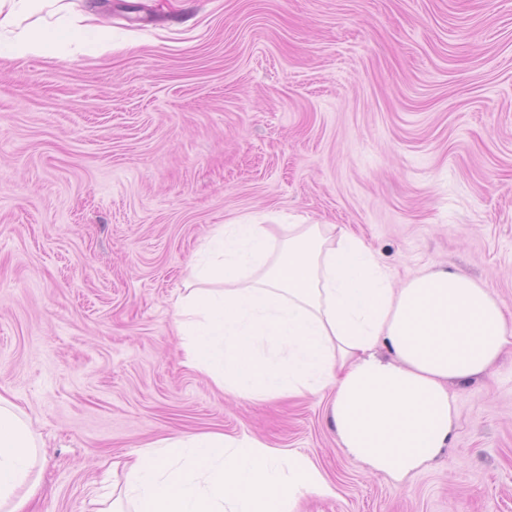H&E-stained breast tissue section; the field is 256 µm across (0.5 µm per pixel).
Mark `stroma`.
<instances>
[{"label": "stroma", "mask_w": 512, "mask_h": 512, "mask_svg": "<svg viewBox=\"0 0 512 512\" xmlns=\"http://www.w3.org/2000/svg\"><path fill=\"white\" fill-rule=\"evenodd\" d=\"M112 46L0 57V393L42 443L32 512H94L128 454L221 432L333 482L300 512H512V351L397 483L318 395L247 402L184 363L174 304L221 224H333L403 281L512 310V0H107Z\"/></svg>", "instance_id": "35a3bbf8"}]
</instances>
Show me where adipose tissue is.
I'll use <instances>...</instances> for the list:
<instances>
[{"label":"adipose tissue","mask_w":512,"mask_h":512,"mask_svg":"<svg viewBox=\"0 0 512 512\" xmlns=\"http://www.w3.org/2000/svg\"><path fill=\"white\" fill-rule=\"evenodd\" d=\"M70 0H0V56L97 47ZM173 326L188 364L249 401L330 391L328 426L394 481L454 438L453 388L512 345V314L484 281L439 266L395 283L364 240L332 224H224L201 248ZM40 445L0 395V512H25Z\"/></svg>","instance_id":"adipose-tissue-1"}]
</instances>
